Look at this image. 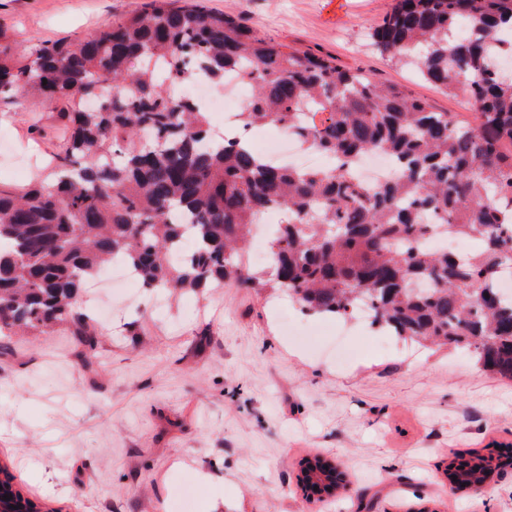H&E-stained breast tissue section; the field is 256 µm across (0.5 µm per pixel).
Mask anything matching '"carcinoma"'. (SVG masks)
Instances as JSON below:
<instances>
[{
    "instance_id": "carcinoma-1",
    "label": "carcinoma",
    "mask_w": 512,
    "mask_h": 512,
    "mask_svg": "<svg viewBox=\"0 0 512 512\" xmlns=\"http://www.w3.org/2000/svg\"><path fill=\"white\" fill-rule=\"evenodd\" d=\"M512 0H394L371 34L390 59L466 103L473 121L434 111L396 85H377L332 58L258 36L196 3L149 0L123 21L72 43L0 44V104L34 90L67 106L71 134L47 181L0 187V335L86 336L80 288L115 260L143 287L197 292L227 281L284 292L306 312L347 318L367 298L373 324L422 346H452L512 380V77L498 66ZM239 70L253 94L239 124L287 127L331 168L271 166L239 138L216 139L208 112L165 86L224 81ZM383 151L397 180L370 190L356 158ZM288 214L269 242L275 274L244 264L269 209ZM189 219L193 247L178 263ZM433 217L482 249L457 258L421 244ZM512 457L470 452L443 469L448 485L490 483ZM3 483L36 512H50ZM320 458L298 482L331 495Z\"/></svg>"
}]
</instances>
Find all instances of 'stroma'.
<instances>
[{"mask_svg":"<svg viewBox=\"0 0 512 512\" xmlns=\"http://www.w3.org/2000/svg\"><path fill=\"white\" fill-rule=\"evenodd\" d=\"M146 0H0L12 47L86 38ZM257 35L329 55L460 117L457 97L396 64L370 34L393 0H201ZM61 106L29 93L0 108V185L49 177L68 128ZM95 339L70 325L0 339V463L49 512H512V469L479 496L452 493L450 451L512 443V380L468 353L391 346L350 321L354 356L329 358L322 319L282 294L230 284L151 311L90 285ZM89 354L72 369L76 354ZM341 464L350 495L310 501L298 464Z\"/></svg>","mask_w":512,"mask_h":512,"instance_id":"obj_1","label":"stroma"}]
</instances>
